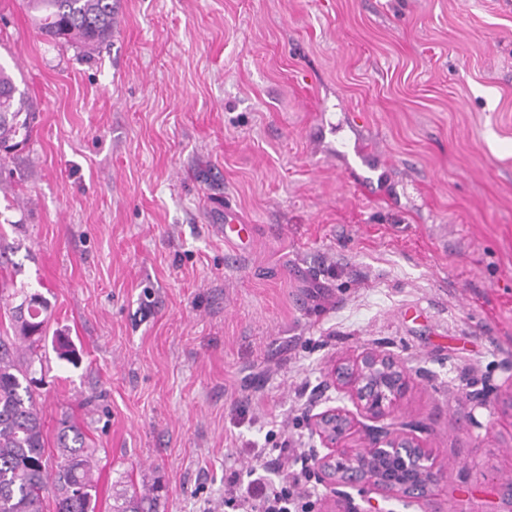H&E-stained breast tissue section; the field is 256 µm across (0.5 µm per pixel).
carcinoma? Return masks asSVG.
I'll list each match as a JSON object with an SVG mask.
<instances>
[{"label": "carcinoma", "mask_w": 512, "mask_h": 512, "mask_svg": "<svg viewBox=\"0 0 512 512\" xmlns=\"http://www.w3.org/2000/svg\"><path fill=\"white\" fill-rule=\"evenodd\" d=\"M35 28L60 45L90 53L110 41L115 23L113 0H25ZM35 113L8 69L0 65V152L10 154L28 143ZM13 335L0 336V512H94V449L82 428L58 421L54 448L47 447L45 421L38 406L36 365L46 342L49 302L40 293L15 289ZM59 359L76 363L69 337H54ZM157 488L123 491L112 512H158Z\"/></svg>", "instance_id": "carcinoma-1"}]
</instances>
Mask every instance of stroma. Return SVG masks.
I'll return each mask as SVG.
<instances>
[{
	"instance_id": "35a3bbf8",
	"label": "stroma",
	"mask_w": 512,
	"mask_h": 512,
	"mask_svg": "<svg viewBox=\"0 0 512 512\" xmlns=\"http://www.w3.org/2000/svg\"><path fill=\"white\" fill-rule=\"evenodd\" d=\"M0 63L37 113L0 165V276L50 302L47 431L96 448L95 512H231L254 448L310 459L325 370L379 347L445 466L432 512H493L512 423V0H116L112 39L47 41L0 0ZM232 208L241 250L216 226ZM508 387L507 397L502 399V401L498 396L497 390L486 380L481 389L465 391V395L471 404L470 422L474 428L485 429L486 432L489 431L496 424L495 414L508 416L512 423V379ZM484 411L489 416L486 424L477 416V414L482 416ZM157 488L151 486L144 488L142 492L133 489L123 491L116 498L117 504L112 507L113 512H158L160 496L155 494ZM119 500L121 503H119Z\"/></svg>"
}]
</instances>
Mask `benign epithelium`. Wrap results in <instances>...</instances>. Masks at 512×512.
Listing matches in <instances>:
<instances>
[{
	"instance_id": "benign-epithelium-1",
	"label": "benign epithelium",
	"mask_w": 512,
	"mask_h": 512,
	"mask_svg": "<svg viewBox=\"0 0 512 512\" xmlns=\"http://www.w3.org/2000/svg\"><path fill=\"white\" fill-rule=\"evenodd\" d=\"M421 378L404 359L381 348H364L328 366L326 389L356 408L328 406L309 417L312 438L319 442L313 448L315 469L331 491L328 512H393L380 502L409 507L440 491L445 471L422 427L402 411ZM465 395L473 427L492 429L497 414L512 419V383L504 399L488 381Z\"/></svg>"
}]
</instances>
